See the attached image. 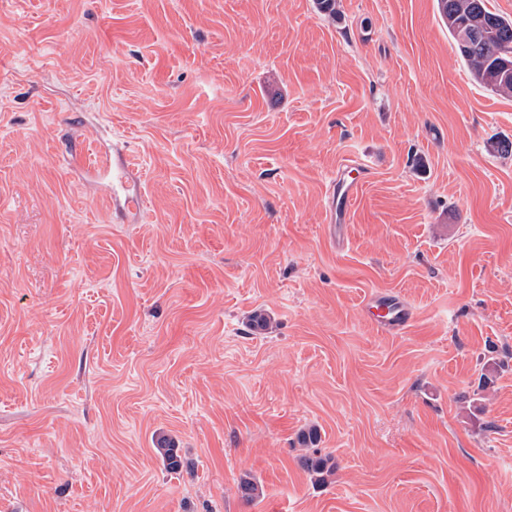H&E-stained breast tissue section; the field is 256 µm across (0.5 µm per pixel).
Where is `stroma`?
Segmentation results:
<instances>
[{"label": "stroma", "mask_w": 512, "mask_h": 512, "mask_svg": "<svg viewBox=\"0 0 512 512\" xmlns=\"http://www.w3.org/2000/svg\"><path fill=\"white\" fill-rule=\"evenodd\" d=\"M336 10L0 0V512H512V97L435 0ZM370 173L366 166L346 163L332 179L326 200L325 224L333 243L336 244V229L349 224L353 203ZM363 312L381 333H402L412 322V312L409 307L392 293L372 294L365 302Z\"/></svg>", "instance_id": "obj_1"}]
</instances>
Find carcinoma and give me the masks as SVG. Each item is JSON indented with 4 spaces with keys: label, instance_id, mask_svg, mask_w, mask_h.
<instances>
[{
    "label": "carcinoma",
    "instance_id": "obj_1",
    "mask_svg": "<svg viewBox=\"0 0 512 512\" xmlns=\"http://www.w3.org/2000/svg\"><path fill=\"white\" fill-rule=\"evenodd\" d=\"M488 0H436L437 11L455 41L461 59L474 77L502 96H512V78L496 72L502 58L512 57V18H505L487 7ZM157 452L167 470L178 473L183 467L175 445L158 442Z\"/></svg>",
    "mask_w": 512,
    "mask_h": 512
}]
</instances>
